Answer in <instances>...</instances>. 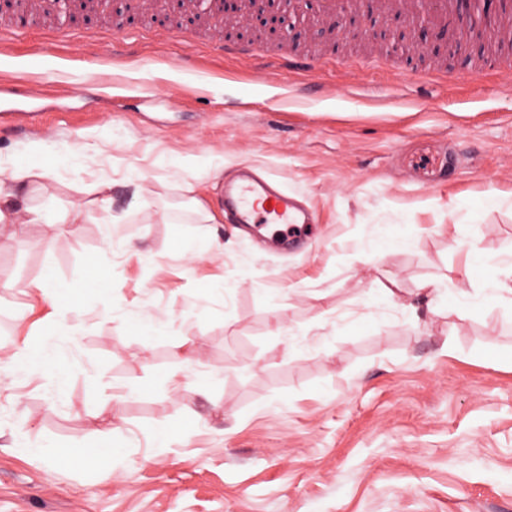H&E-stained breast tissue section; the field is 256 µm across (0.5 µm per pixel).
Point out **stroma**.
<instances>
[{"label": "stroma", "mask_w": 512, "mask_h": 512, "mask_svg": "<svg viewBox=\"0 0 512 512\" xmlns=\"http://www.w3.org/2000/svg\"><path fill=\"white\" fill-rule=\"evenodd\" d=\"M98 2L0 50V165L85 146L34 196L54 223L0 243V512H512V302L480 291L512 247V87L470 68L482 4L435 45L444 82L401 54L361 63L355 30L327 47L310 16L270 21L258 48L300 30L327 57L325 99L179 43L197 7ZM241 169L304 199L310 241L262 250L234 224ZM100 178L109 230L84 191ZM442 278L429 323L380 294ZM46 350L65 382L19 365ZM48 443L87 465L29 451Z\"/></svg>", "instance_id": "stroma-1"}]
</instances>
